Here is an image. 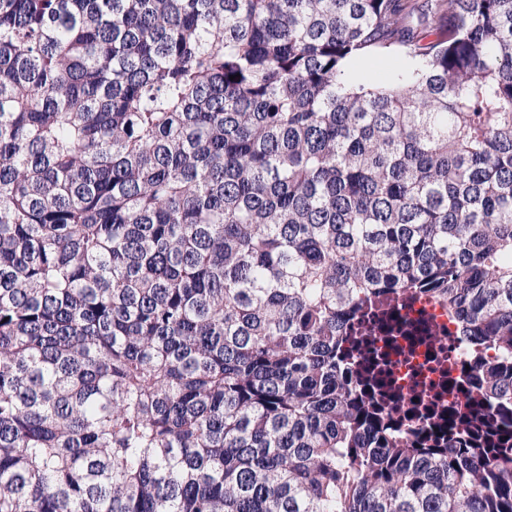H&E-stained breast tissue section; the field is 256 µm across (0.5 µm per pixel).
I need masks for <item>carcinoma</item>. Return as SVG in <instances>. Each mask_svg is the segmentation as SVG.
Masks as SVG:
<instances>
[{"label":"carcinoma","mask_w":512,"mask_h":512,"mask_svg":"<svg viewBox=\"0 0 512 512\" xmlns=\"http://www.w3.org/2000/svg\"><path fill=\"white\" fill-rule=\"evenodd\" d=\"M381 292L512 410V0H0V512H512L353 384ZM400 67L401 62L398 58L389 57L370 64H359L355 75L362 81L380 84L391 80Z\"/></svg>","instance_id":"cac0c4a2"}]
</instances>
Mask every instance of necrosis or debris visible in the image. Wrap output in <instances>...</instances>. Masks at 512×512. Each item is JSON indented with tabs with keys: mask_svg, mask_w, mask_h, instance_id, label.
I'll return each mask as SVG.
<instances>
[{
	"mask_svg": "<svg viewBox=\"0 0 512 512\" xmlns=\"http://www.w3.org/2000/svg\"><path fill=\"white\" fill-rule=\"evenodd\" d=\"M349 328L356 370H374L403 407L419 398L451 425L464 411L472 367L504 361L493 347H470L458 334V320L426 294L368 303Z\"/></svg>",
	"mask_w": 512,
	"mask_h": 512,
	"instance_id": "obj_1",
	"label": "necrosis or debris"
}]
</instances>
